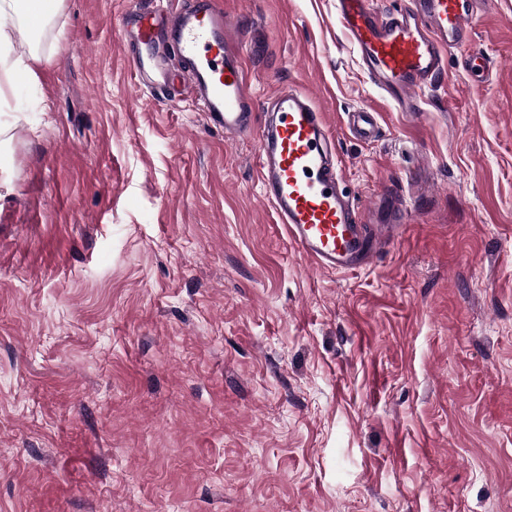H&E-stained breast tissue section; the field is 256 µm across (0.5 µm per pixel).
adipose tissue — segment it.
Wrapping results in <instances>:
<instances>
[{
	"instance_id": "1",
	"label": "adipose tissue",
	"mask_w": 512,
	"mask_h": 512,
	"mask_svg": "<svg viewBox=\"0 0 512 512\" xmlns=\"http://www.w3.org/2000/svg\"><path fill=\"white\" fill-rule=\"evenodd\" d=\"M59 0H48L41 13H33L31 0H0V97L17 72L32 73L38 55L33 45L37 27L56 15Z\"/></svg>"
}]
</instances>
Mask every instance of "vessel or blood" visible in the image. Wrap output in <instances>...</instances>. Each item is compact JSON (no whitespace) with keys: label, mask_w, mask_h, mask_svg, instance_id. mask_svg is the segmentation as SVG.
Segmentation results:
<instances>
[{"label":"vessel or blood","mask_w":512,"mask_h":512,"mask_svg":"<svg viewBox=\"0 0 512 512\" xmlns=\"http://www.w3.org/2000/svg\"><path fill=\"white\" fill-rule=\"evenodd\" d=\"M479 0H410L408 8L383 14L372 0H336V17L359 51L369 75L392 100L414 111L416 94L443 74L449 50L469 42ZM222 0H189L184 7L134 14L123 43L138 83L150 89L188 90L210 124L225 136L258 134L257 177L288 238L318 267L347 272L366 265L381 240L400 227L367 218L353 196L343 194L334 137L312 97L289 87L266 102L270 118L253 126L255 103L241 48ZM167 39L180 63L169 71L147 47ZM346 127L369 140L378 115L349 113Z\"/></svg>","instance_id":"obj_1"}]
</instances>
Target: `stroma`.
Masks as SVG:
<instances>
[{"mask_svg":"<svg viewBox=\"0 0 512 512\" xmlns=\"http://www.w3.org/2000/svg\"><path fill=\"white\" fill-rule=\"evenodd\" d=\"M223 4L256 98L310 93L402 232L318 269L256 135L136 84L121 22L156 0H63L0 100V512H512V0L414 112L335 0ZM378 127V113L370 109H361L348 113L346 128L359 139L370 140L375 137Z\"/></svg>","mask_w":512,"mask_h":512,"instance_id":"1","label":"stroma"}]
</instances>
